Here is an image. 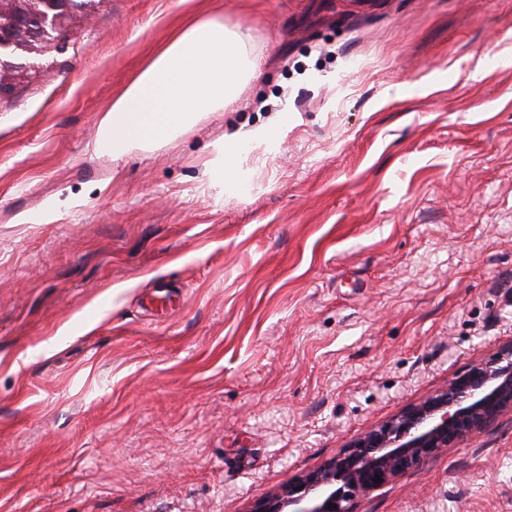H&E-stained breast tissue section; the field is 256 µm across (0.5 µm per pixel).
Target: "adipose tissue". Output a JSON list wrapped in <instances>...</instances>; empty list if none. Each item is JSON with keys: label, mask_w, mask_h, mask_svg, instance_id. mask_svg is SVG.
<instances>
[{"label": "adipose tissue", "mask_w": 512, "mask_h": 512, "mask_svg": "<svg viewBox=\"0 0 512 512\" xmlns=\"http://www.w3.org/2000/svg\"><path fill=\"white\" fill-rule=\"evenodd\" d=\"M247 35L215 18L191 16L113 100L97 151L119 157L164 141L235 100L256 69Z\"/></svg>", "instance_id": "1"}]
</instances>
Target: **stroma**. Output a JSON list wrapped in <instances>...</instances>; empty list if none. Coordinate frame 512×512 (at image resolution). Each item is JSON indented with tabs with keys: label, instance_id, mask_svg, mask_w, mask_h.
Here are the masks:
<instances>
[{
	"label": "stroma",
	"instance_id": "stroma-1",
	"mask_svg": "<svg viewBox=\"0 0 512 512\" xmlns=\"http://www.w3.org/2000/svg\"><path fill=\"white\" fill-rule=\"evenodd\" d=\"M192 12L256 77L96 152ZM8 86L0 512H251L512 341V0H104ZM358 508L512 512V412ZM264 134H258L251 141L244 140L239 134H224V139L216 147L215 163L220 167L222 173H228L235 167L241 155L243 154V146L252 142H259L264 139Z\"/></svg>",
	"mask_w": 512,
	"mask_h": 512
}]
</instances>
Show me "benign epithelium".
<instances>
[{"label": "benign epithelium", "mask_w": 512, "mask_h": 512, "mask_svg": "<svg viewBox=\"0 0 512 512\" xmlns=\"http://www.w3.org/2000/svg\"><path fill=\"white\" fill-rule=\"evenodd\" d=\"M101 2L0 0V83L30 70L31 56L56 48L63 33L92 17ZM509 411L512 342L448 380L446 388L368 430L319 468L288 479L251 512H287L304 500L303 512H358L360 496L466 444Z\"/></svg>", "instance_id": "7a95c632"}]
</instances>
